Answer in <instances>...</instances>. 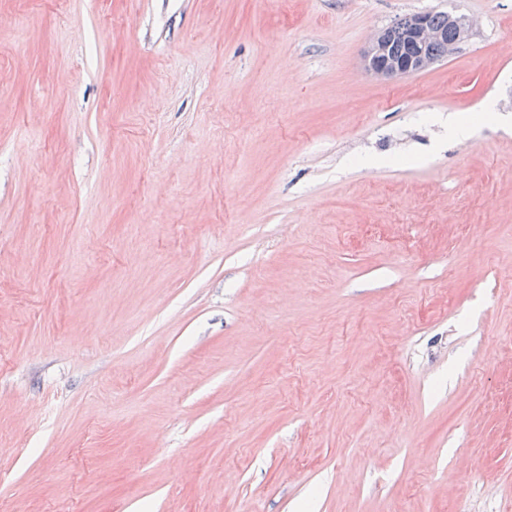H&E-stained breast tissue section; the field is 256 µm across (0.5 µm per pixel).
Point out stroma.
Wrapping results in <instances>:
<instances>
[{"label":"stroma","instance_id":"stroma-1","mask_svg":"<svg viewBox=\"0 0 512 512\" xmlns=\"http://www.w3.org/2000/svg\"><path fill=\"white\" fill-rule=\"evenodd\" d=\"M0 512H512V0H0ZM450 15L452 14L449 12H431L428 16V21L426 14L416 15L412 22L410 36L411 43L417 50L407 56L405 55L411 51V43L406 38V34L414 15L400 19L383 31L390 53L399 59H396L389 53L380 33L364 51L363 57L366 68L375 76L384 79L413 74L429 68L435 61L452 53L457 48V45L462 42L456 41L457 30L450 21ZM428 23L431 27L444 32V40H442L443 33L432 29ZM425 43L427 44L421 47V49L428 58L419 50L420 45Z\"/></svg>","mask_w":512,"mask_h":512}]
</instances>
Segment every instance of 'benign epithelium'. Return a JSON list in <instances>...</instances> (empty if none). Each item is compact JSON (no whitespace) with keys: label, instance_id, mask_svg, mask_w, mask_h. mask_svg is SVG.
<instances>
[{"label":"benign epithelium","instance_id":"7a95c632","mask_svg":"<svg viewBox=\"0 0 512 512\" xmlns=\"http://www.w3.org/2000/svg\"><path fill=\"white\" fill-rule=\"evenodd\" d=\"M442 38L441 31L429 27L426 15L418 14L415 16L411 28V43L417 47V50L397 59L389 53L383 37L378 35L364 51L366 68L375 76L384 79L423 71L432 66L434 61L425 57L418 47L428 42L439 41Z\"/></svg>","mask_w":512,"mask_h":512}]
</instances>
